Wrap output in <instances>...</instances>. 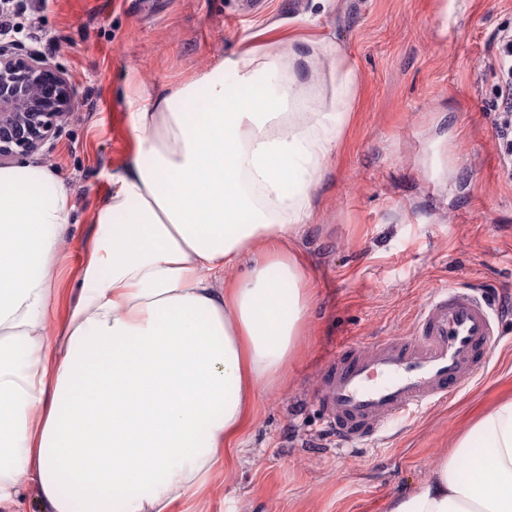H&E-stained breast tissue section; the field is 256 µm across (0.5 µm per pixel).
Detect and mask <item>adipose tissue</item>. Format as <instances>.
Here are the masks:
<instances>
[{"label":"adipose tissue","mask_w":512,"mask_h":512,"mask_svg":"<svg viewBox=\"0 0 512 512\" xmlns=\"http://www.w3.org/2000/svg\"><path fill=\"white\" fill-rule=\"evenodd\" d=\"M360 81L337 39L276 24L130 112L133 157L51 335L74 190L40 164L0 166V512L21 470L42 512H168L208 479L308 330L294 243ZM388 512H512V399Z\"/></svg>","instance_id":"adipose-tissue-1"}]
</instances>
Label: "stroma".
<instances>
[{
    "label": "stroma",
    "instance_id": "1",
    "mask_svg": "<svg viewBox=\"0 0 512 512\" xmlns=\"http://www.w3.org/2000/svg\"><path fill=\"white\" fill-rule=\"evenodd\" d=\"M17 41H51L76 110L32 161L74 188L54 272L57 328L78 299L96 217L133 153L132 102L217 66L278 20L337 38L361 73L353 119L313 192L295 247L315 289L286 384L259 392L231 452L170 512H387L432 457L512 398V314L469 386L351 446L314 393L343 344L408 335L434 289L465 286L512 303V178L493 128V36L512 0H12Z\"/></svg>",
    "mask_w": 512,
    "mask_h": 512
}]
</instances>
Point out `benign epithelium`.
Returning <instances> with one entry per match:
<instances>
[{
  "mask_svg": "<svg viewBox=\"0 0 512 512\" xmlns=\"http://www.w3.org/2000/svg\"><path fill=\"white\" fill-rule=\"evenodd\" d=\"M73 111L59 65L19 41H0V165L37 151Z\"/></svg>",
  "mask_w": 512,
  "mask_h": 512,
  "instance_id": "obj_1",
  "label": "benign epithelium"
}]
</instances>
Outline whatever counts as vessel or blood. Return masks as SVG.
<instances>
[{
  "label": "vessel or blood",
  "instance_id": "1",
  "mask_svg": "<svg viewBox=\"0 0 512 512\" xmlns=\"http://www.w3.org/2000/svg\"><path fill=\"white\" fill-rule=\"evenodd\" d=\"M498 314L495 303L469 288H440L419 309L409 335L341 348L315 394L338 439L366 441L467 387L489 365Z\"/></svg>",
  "mask_w": 512,
  "mask_h": 512
}]
</instances>
